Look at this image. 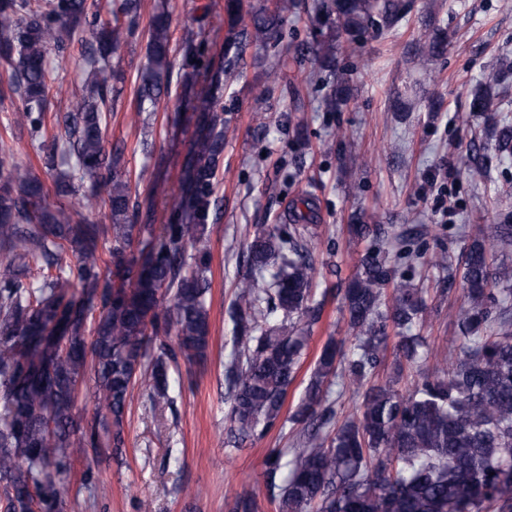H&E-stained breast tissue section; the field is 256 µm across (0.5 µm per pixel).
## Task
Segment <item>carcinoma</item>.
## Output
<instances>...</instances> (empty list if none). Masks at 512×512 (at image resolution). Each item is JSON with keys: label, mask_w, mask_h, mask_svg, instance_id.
I'll return each instance as SVG.
<instances>
[{"label": "carcinoma", "mask_w": 512, "mask_h": 512, "mask_svg": "<svg viewBox=\"0 0 512 512\" xmlns=\"http://www.w3.org/2000/svg\"><path fill=\"white\" fill-rule=\"evenodd\" d=\"M141 0H112L110 17L88 16L85 0H0V57L26 106L17 122L41 134L49 87L50 48L67 49L74 35L89 32L81 93L72 94L63 125L68 151L80 176L60 170L57 145L46 144L44 164L58 172L56 193L97 204L109 187L110 224L73 221L59 207L42 205L43 187L31 172L8 169L0 185V512H68L61 483L77 460L86 462L84 486L96 491L93 465L106 451L122 453L124 425L135 387L151 411L173 403L172 365L203 362L211 347L208 293L209 221L219 212L218 171L224 155V79L244 60L243 48L276 47L301 0H227L228 32L217 63H203L200 32L182 35L183 66L202 73L207 89L184 87L196 129L184 160L180 189L169 201L171 222L152 223L154 204L132 201L122 172V152L104 145L106 95L120 76L112 53L134 35L125 19ZM310 39L295 56L319 65L329 87L325 107L342 110L347 88L336 77L337 51L373 31H392L405 17L402 0H317ZM170 18L151 17L148 66L137 90L155 102L170 80ZM447 52L441 37L421 45L430 65ZM288 53L268 57L267 86L278 83ZM512 64L502 61L471 92L469 111L499 113L495 86ZM490 139L501 159L512 158V118L491 119ZM292 224H261L248 242V274L236 282L228 307L232 354L224 365L230 403L228 437L238 448L279 423L296 426L291 447L265 459V484L278 512H512V267L497 265L489 251L512 244L511 224H478L466 231L459 269L465 284L455 318L458 334L437 351L423 336L426 300L391 263L379 242L386 231L361 213L351 234L371 242L360 271L340 290L352 348L332 339L323 346L304 396L283 416L319 320L312 291L315 268L306 235L312 207L306 200ZM429 230L404 232L400 259L423 257ZM149 250L140 259L135 239ZM107 245L109 259L99 252ZM192 252H187V249ZM70 251L75 261L59 263ZM56 270L39 283L31 271ZM131 282L116 288L112 277ZM396 338L393 375L406 365L430 373L405 394L390 383H371L389 340ZM347 391L362 401L340 425L336 399ZM99 403L89 418L77 413L82 388ZM227 512H258L254 493L226 500Z\"/></svg>", "instance_id": "obj_1"}]
</instances>
